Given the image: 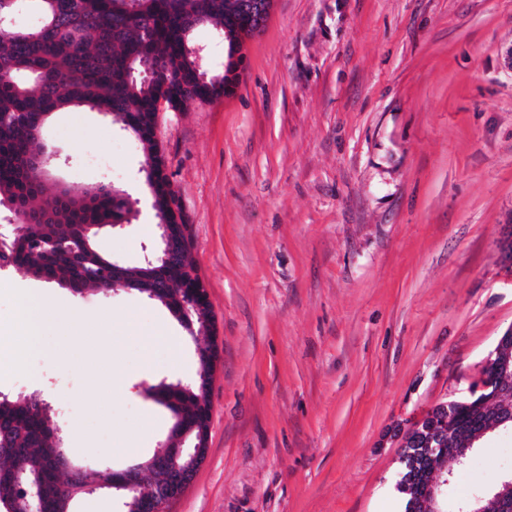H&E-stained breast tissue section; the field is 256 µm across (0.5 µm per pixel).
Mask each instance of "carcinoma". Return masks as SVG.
<instances>
[{"mask_svg": "<svg viewBox=\"0 0 512 512\" xmlns=\"http://www.w3.org/2000/svg\"><path fill=\"white\" fill-rule=\"evenodd\" d=\"M22 6L41 23L0 30V205H18L29 225L4 239L0 260L74 293L132 288L164 305L191 335L211 330L210 310L188 312L182 304L181 288L196 272L191 254L177 269L153 260L113 272V258L98 250L96 240L108 224L131 223L130 201L101 186L48 194L35 167L39 140L19 117L38 120L69 104L87 105L133 130L161 97L180 109L229 95V74L238 64L229 61L223 72L204 76L189 51L196 46L193 31L209 24L232 35L252 22L251 15L232 7V0H0V13L12 16ZM140 144L151 198L164 200L174 193L172 182L151 180L163 154L151 138ZM148 397L176 416L167 447H178L204 410L198 376L161 381L150 386ZM510 413L512 398L488 389L439 403L405 430L398 484L405 512H414L415 473ZM56 428L42 392L0 393V504L12 512H77L89 488L124 501L112 472L72 477L55 464ZM169 457L155 454L142 462L150 483L165 479ZM18 471L38 488L39 499L21 498Z\"/></svg>", "mask_w": 512, "mask_h": 512, "instance_id": "obj_1", "label": "carcinoma"}]
</instances>
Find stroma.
I'll list each match as a JSON object with an SVG mask.
<instances>
[{
    "label": "stroma",
    "instance_id": "stroma-1",
    "mask_svg": "<svg viewBox=\"0 0 512 512\" xmlns=\"http://www.w3.org/2000/svg\"><path fill=\"white\" fill-rule=\"evenodd\" d=\"M511 45L512 0H275L234 91L163 113L157 131L214 333L192 338L135 290L55 288L29 386L80 418L66 454L90 472L152 457L172 418L146 388L193 376L213 343L208 456L167 512H404L395 427L467 395L512 327ZM39 143L60 154L49 193L129 194L135 220L97 245L138 265L157 234L138 141L71 107ZM46 287L0 270V339L24 294ZM157 328L179 353L144 354ZM510 473L512 431L499 430L448 502Z\"/></svg>",
    "mask_w": 512,
    "mask_h": 512
}]
</instances>
